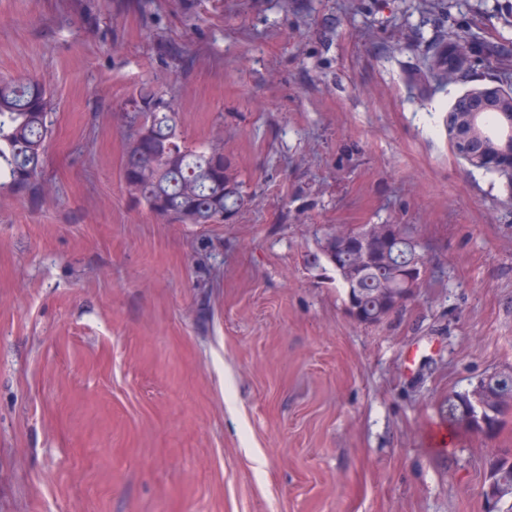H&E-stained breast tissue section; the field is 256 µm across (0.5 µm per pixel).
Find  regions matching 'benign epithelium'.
<instances>
[{
	"label": "benign epithelium",
	"mask_w": 512,
	"mask_h": 512,
	"mask_svg": "<svg viewBox=\"0 0 512 512\" xmlns=\"http://www.w3.org/2000/svg\"><path fill=\"white\" fill-rule=\"evenodd\" d=\"M446 60L448 79L463 81L462 62L466 52L461 44L450 43L435 50ZM487 112L504 116L506 133L490 143L479 127V119ZM448 141L454 151L471 165L489 164L512 168V88L483 85L461 96L448 113Z\"/></svg>",
	"instance_id": "obj_1"
}]
</instances>
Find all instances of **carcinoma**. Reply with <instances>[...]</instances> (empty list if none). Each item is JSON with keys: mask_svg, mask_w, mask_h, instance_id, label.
Returning a JSON list of instances; mask_svg holds the SVG:
<instances>
[{"mask_svg": "<svg viewBox=\"0 0 512 512\" xmlns=\"http://www.w3.org/2000/svg\"><path fill=\"white\" fill-rule=\"evenodd\" d=\"M52 104L47 88L35 80H0V200L36 199L44 192L45 143L51 131ZM126 140L123 180L128 195L156 216L182 224H222L224 211L246 202L243 183L217 146H194L182 136L178 107L158 90L142 91L123 108ZM412 228L380 224L371 256L361 252L357 233L340 239L323 236L320 247L334 266L344 288H360L364 324L376 325L401 310L396 298L421 287L401 243L412 242ZM486 381L478 399L469 392H452L440 410L448 429L497 435L512 403L499 397L512 392V376L495 385ZM487 481L512 485V459L498 454L486 458Z\"/></svg>", "mask_w": 512, "mask_h": 512, "instance_id": "obj_1", "label": "carcinoma"}]
</instances>
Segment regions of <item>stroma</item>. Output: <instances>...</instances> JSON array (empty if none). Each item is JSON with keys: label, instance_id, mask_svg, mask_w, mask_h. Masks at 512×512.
I'll use <instances>...</instances> for the list:
<instances>
[{"label": "stroma", "instance_id": "stroma-1", "mask_svg": "<svg viewBox=\"0 0 512 512\" xmlns=\"http://www.w3.org/2000/svg\"><path fill=\"white\" fill-rule=\"evenodd\" d=\"M473 83L435 88L432 40ZM54 98L41 203L0 201V512H487L449 392L512 368V187L448 143L512 85V0H0V78ZM219 145L228 224L133 204L140 89ZM407 224L429 272L354 321L319 238Z\"/></svg>", "mask_w": 512, "mask_h": 512}]
</instances>
